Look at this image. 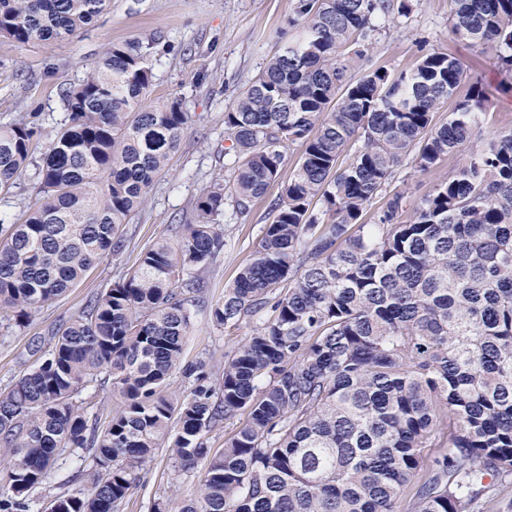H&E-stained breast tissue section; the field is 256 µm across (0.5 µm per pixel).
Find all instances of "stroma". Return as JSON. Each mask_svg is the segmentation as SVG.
I'll return each instance as SVG.
<instances>
[{
  "instance_id": "stroma-1",
  "label": "stroma",
  "mask_w": 512,
  "mask_h": 512,
  "mask_svg": "<svg viewBox=\"0 0 512 512\" xmlns=\"http://www.w3.org/2000/svg\"><path fill=\"white\" fill-rule=\"evenodd\" d=\"M297 0H112L109 11L69 41L21 45L0 38V122L27 121L42 134L33 142V163L10 193L0 194V215L23 221L34 199L35 164L40 161L64 117L61 90L83 77L86 66L108 45L152 40L150 60L155 79L151 98H182L191 126L168 170L152 186L148 199L126 227L130 240L119 254L105 258L86 277L45 307L24 327L0 322V389L10 386L21 371L34 367L38 355L28 350L36 337L76 316L85 303L108 288L136 264L139 251L157 238H174L175 226L188 215L203 189L225 176L224 110L237 93L297 35L293 25ZM407 16L387 22L370 64L399 71L413 68L420 54L438 49L458 58L467 73L482 75L491 104L483 125L490 131L512 127V78L500 75L493 52L483 54L452 37L448 0H409ZM285 164L266 193L253 201L241 223L224 227L225 247L216 264L205 272L204 299L193 309L192 330L184 347L185 360L211 356L223 366L244 338V331L224 332L210 318V308L224 294L239 270L248 264L260 242L271 206L293 173L299 145L285 148ZM460 162L451 156L427 172L402 166L390 185L400 193L405 212L447 178ZM82 462L63 455L50 483L35 495L34 512H44L52 496L79 489L74 476ZM198 481L194 471L175 473L166 450H159L141 474L124 512H148V504L162 492L189 496Z\"/></svg>"
}]
</instances>
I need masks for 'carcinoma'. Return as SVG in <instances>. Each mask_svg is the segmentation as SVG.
Segmentation results:
<instances>
[{"label":"carcinoma","mask_w":512,"mask_h":512,"mask_svg":"<svg viewBox=\"0 0 512 512\" xmlns=\"http://www.w3.org/2000/svg\"><path fill=\"white\" fill-rule=\"evenodd\" d=\"M112 0H0V37L67 41ZM451 33L512 74V0H450ZM408 0H298L300 35L224 111L228 179L203 190L135 269L51 332L36 367L0 391V512H31L64 451L90 482L52 512H120L161 448L200 470L190 497L150 512H512V128L484 137L483 83L439 50L409 70L365 69L376 21ZM150 46L112 44L62 90L65 118L37 165L20 224L0 220V319L24 326L93 266L186 136L177 97L151 100ZM448 120L436 114L462 83ZM39 128L0 124V192L30 162ZM302 147L255 257L211 307L250 331L224 369L183 361L202 273L275 181L285 144ZM462 157L406 220L388 188L404 163ZM388 197L373 223L372 201ZM180 371L192 386L172 389ZM104 418L78 400L97 382ZM239 411L224 447L208 434ZM447 450L424 463L441 425Z\"/></svg>","instance_id":"obj_1"}]
</instances>
